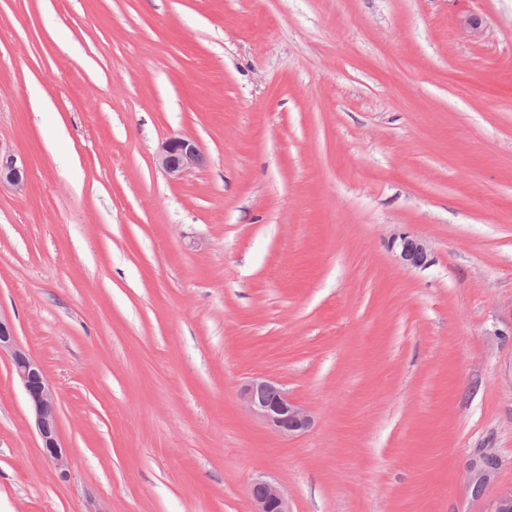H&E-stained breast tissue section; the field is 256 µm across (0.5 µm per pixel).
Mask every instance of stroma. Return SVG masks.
I'll return each mask as SVG.
<instances>
[{
    "label": "stroma",
    "instance_id": "stroma-1",
    "mask_svg": "<svg viewBox=\"0 0 512 512\" xmlns=\"http://www.w3.org/2000/svg\"><path fill=\"white\" fill-rule=\"evenodd\" d=\"M177 135L204 162L173 181ZM0 150L30 173L0 189V314L69 459L0 358V512H250L259 475L292 512L512 487V0H0ZM255 375L305 433L247 412ZM398 249V259L406 267L423 268L431 263L428 244L421 238L403 234L393 241ZM2 355L10 358L12 371L31 402L43 454L62 472L66 471L67 451L58 436L59 413L54 388L41 363L19 344L10 319L0 315V357ZM245 408L275 434L296 437L311 425L308 409L293 399L279 381L266 376L249 378L240 391ZM500 465V460L493 453H484L473 460L467 468V478L475 495H480L490 483Z\"/></svg>",
    "mask_w": 512,
    "mask_h": 512
}]
</instances>
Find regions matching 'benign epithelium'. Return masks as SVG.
Here are the masks:
<instances>
[{
  "label": "benign epithelium",
  "instance_id": "obj_1",
  "mask_svg": "<svg viewBox=\"0 0 512 512\" xmlns=\"http://www.w3.org/2000/svg\"><path fill=\"white\" fill-rule=\"evenodd\" d=\"M161 167L172 179H180L202 161L195 140L186 136L169 138L159 158ZM30 175L26 164L12 154L0 153V187L24 191ZM398 259L406 267L423 268L431 263L428 244L421 238L403 234L394 239ZM6 355L12 371L26 392L33 409L36 430L45 457L66 473L67 451L58 436L59 413L54 388L43 366L19 344L10 319L0 316V356ZM245 408L275 434L296 437L311 425L308 409L293 399L279 381L266 376L249 378L240 391ZM500 465L493 453H484L467 468V478L475 494H481ZM252 512H291L288 498L274 481L259 475L249 486Z\"/></svg>",
  "mask_w": 512,
  "mask_h": 512
}]
</instances>
